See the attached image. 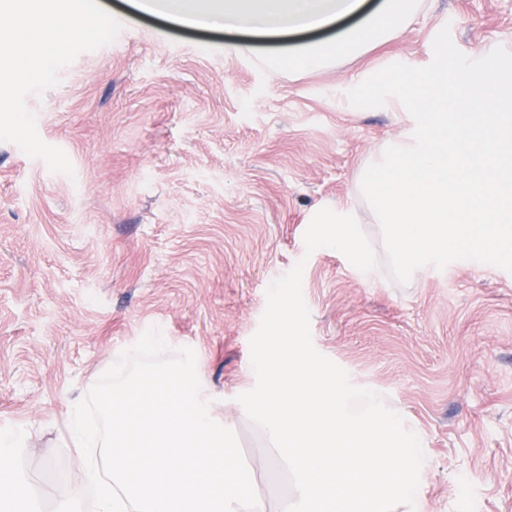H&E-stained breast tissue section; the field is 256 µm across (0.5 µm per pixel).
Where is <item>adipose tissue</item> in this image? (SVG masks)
<instances>
[{"label":"adipose tissue","instance_id":"obj_1","mask_svg":"<svg viewBox=\"0 0 512 512\" xmlns=\"http://www.w3.org/2000/svg\"><path fill=\"white\" fill-rule=\"evenodd\" d=\"M134 9L154 12L179 23H205L227 29L288 35L337 27L342 18L360 16L359 24L337 28L335 39L287 52L292 64L315 68L342 53L398 35L416 12L419 0H380L365 10L364 0H131Z\"/></svg>","mask_w":512,"mask_h":512}]
</instances>
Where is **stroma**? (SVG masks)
Wrapping results in <instances>:
<instances>
[{
    "mask_svg": "<svg viewBox=\"0 0 512 512\" xmlns=\"http://www.w3.org/2000/svg\"><path fill=\"white\" fill-rule=\"evenodd\" d=\"M97 3L123 22L116 40L26 99L73 176L0 143V427L25 432L48 502L74 479L67 398L152 327L194 351L259 464L264 443L237 397L256 384L249 340L267 289L301 260L315 348L418 430L427 512H471L472 500L512 512V274L452 262L367 281L342 253L304 244L317 211L346 205L384 257L357 182L411 117L346 93L388 64H429L446 26L466 56L512 52V0H423L399 37L318 69L272 68L274 43L240 53L224 31Z\"/></svg>",
    "mask_w": 512,
    "mask_h": 512,
    "instance_id": "obj_1",
    "label": "stroma"
}]
</instances>
